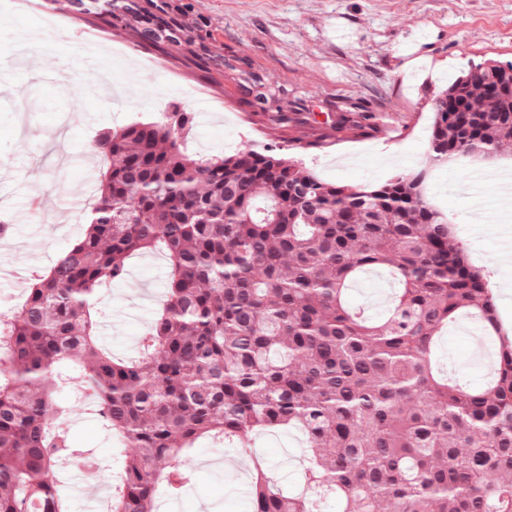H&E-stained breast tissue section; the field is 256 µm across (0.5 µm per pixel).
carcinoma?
<instances>
[{
  "mask_svg": "<svg viewBox=\"0 0 512 512\" xmlns=\"http://www.w3.org/2000/svg\"><path fill=\"white\" fill-rule=\"evenodd\" d=\"M62 7L171 51L195 44L166 6L65 0ZM512 62L481 63L437 96L430 146L439 160L491 158L512 143ZM273 121L300 139L306 122ZM346 112L336 131L377 128ZM189 112L104 133L109 166L84 236L34 279L7 335L0 379V512H68L57 484L71 455L55 420L79 378L112 433L120 479L111 512H152L179 491L182 454L207 438L244 448L261 431L307 438L305 484L284 494L264 472L252 512H512V342L486 275L469 263L422 172L375 186L319 179L302 160L246 147L190 155ZM170 260L166 302L136 360L112 356L92 318L105 281L136 253ZM398 284L385 314L354 308L366 270ZM468 314L498 341L481 386L440 377L431 354Z\"/></svg>",
  "mask_w": 512,
  "mask_h": 512,
  "instance_id": "cac0c4a2",
  "label": "carcinoma"
}]
</instances>
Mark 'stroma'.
I'll return each instance as SVG.
<instances>
[{"label":"stroma","mask_w":512,"mask_h":512,"mask_svg":"<svg viewBox=\"0 0 512 512\" xmlns=\"http://www.w3.org/2000/svg\"><path fill=\"white\" fill-rule=\"evenodd\" d=\"M223 65L204 71L188 47L175 53L52 9L46 0H0V203L10 228L0 238V298L24 294L32 272L47 271L84 234L98 195L88 176L106 168L98 135L137 113L192 112L190 153L233 154L244 146L301 158L324 181L374 185L403 172L426 175L424 192L443 212L472 265L486 274L497 315L512 332V201L488 170L512 175V144L488 160H436L430 149L434 97L470 67L512 62V0H165ZM35 38L21 44L20 35ZM115 96H88L91 80ZM262 83L268 109L310 116L291 143L254 114L242 87ZM380 113L369 133L336 132L339 113ZM168 263L130 259L125 278L100 289L95 318L106 346L133 357L165 295ZM388 272L363 275L350 292L372 311L388 303ZM482 337L454 330L437 359L477 382L488 373ZM75 456L59 474L70 512H100L112 487V434L91 406L62 427ZM303 437L295 431L252 437L250 451L201 442L183 456L192 476L160 512H250L256 464L286 492L301 487Z\"/></svg>","instance_id":"35a3bbf8"}]
</instances>
